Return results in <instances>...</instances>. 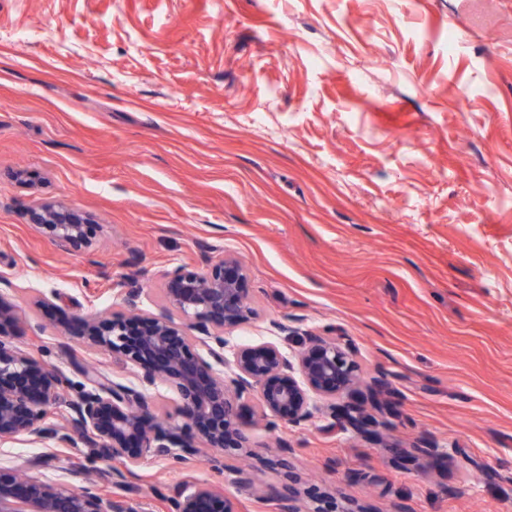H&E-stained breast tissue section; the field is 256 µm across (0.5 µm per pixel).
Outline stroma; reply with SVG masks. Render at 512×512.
I'll return each mask as SVG.
<instances>
[{
	"mask_svg": "<svg viewBox=\"0 0 512 512\" xmlns=\"http://www.w3.org/2000/svg\"><path fill=\"white\" fill-rule=\"evenodd\" d=\"M96 226L67 251L27 214ZM231 258L255 315L231 344L349 346L380 442L328 401L252 427L234 460L145 458L134 512L187 482L281 512L289 476L351 512H512V0H0V277L15 343L71 381L130 367L68 336L77 317L163 304L172 268ZM50 307L36 306L41 295ZM385 386H375V379ZM420 442L430 455L411 458ZM287 468L273 466L280 445ZM0 467L113 497L111 460L0 441Z\"/></svg>",
	"mask_w": 512,
	"mask_h": 512,
	"instance_id": "obj_1",
	"label": "stroma"
}]
</instances>
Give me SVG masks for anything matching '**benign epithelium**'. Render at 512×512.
<instances>
[{
  "mask_svg": "<svg viewBox=\"0 0 512 512\" xmlns=\"http://www.w3.org/2000/svg\"><path fill=\"white\" fill-rule=\"evenodd\" d=\"M30 223L66 250L92 243L94 225L75 210L48 203L29 214ZM0 279V438L40 441L59 448L74 437L98 447L117 462L112 484L132 490L130 478L151 456L186 459L203 451L212 461L243 456L251 447L249 429L238 418L244 395L259 396L258 419L272 416L299 426L310 421L317 402L336 398L358 383L350 350L328 336L304 334L299 349L285 352L273 342L229 345L224 329L247 320L245 278L237 263L219 259L204 271L181 265L166 275L167 307L154 314L89 315L79 319L77 336L132 367L139 386L84 371L88 387L69 402V425L50 422L49 406L64 397L67 378L14 343L18 315ZM186 320L176 323L168 308ZM202 345L208 357L196 352ZM160 383L175 388L180 422L154 414L148 391ZM344 424L378 439L361 407L346 405ZM168 512H236L226 497L206 485H184L166 497ZM0 512H132L125 498L104 499L93 488L80 491L0 467Z\"/></svg>",
  "mask_w": 512,
  "mask_h": 512,
  "instance_id": "obj_1",
  "label": "benign epithelium"
}]
</instances>
